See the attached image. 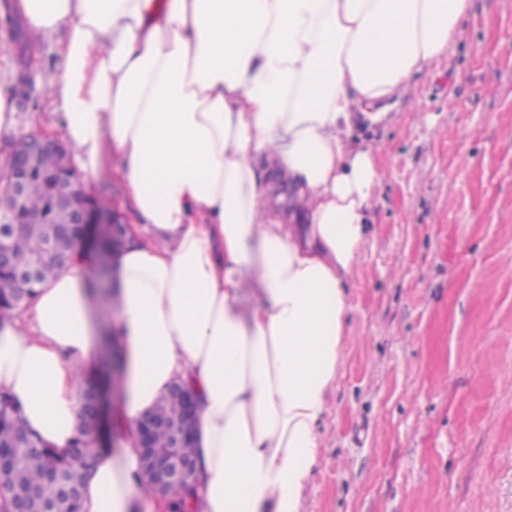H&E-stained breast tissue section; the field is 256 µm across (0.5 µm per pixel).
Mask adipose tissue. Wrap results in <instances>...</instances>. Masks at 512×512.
<instances>
[{
  "label": "adipose tissue",
  "mask_w": 512,
  "mask_h": 512,
  "mask_svg": "<svg viewBox=\"0 0 512 512\" xmlns=\"http://www.w3.org/2000/svg\"><path fill=\"white\" fill-rule=\"evenodd\" d=\"M471 0H18L57 37L48 87L87 177L124 187L109 331L128 425L179 381L198 397V512H302L351 282L383 176L350 141L462 35ZM295 223L269 204L274 174ZM89 254L0 319V392L51 447L78 431L101 311ZM135 435L100 452L81 512H166Z\"/></svg>",
  "instance_id": "obj_1"
}]
</instances>
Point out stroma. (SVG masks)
Masks as SVG:
<instances>
[{
  "label": "stroma",
  "mask_w": 512,
  "mask_h": 512,
  "mask_svg": "<svg viewBox=\"0 0 512 512\" xmlns=\"http://www.w3.org/2000/svg\"><path fill=\"white\" fill-rule=\"evenodd\" d=\"M35 53L1 158L54 109ZM413 85L351 136L383 181L303 512H512V0H471Z\"/></svg>",
  "instance_id": "obj_1"
}]
</instances>
